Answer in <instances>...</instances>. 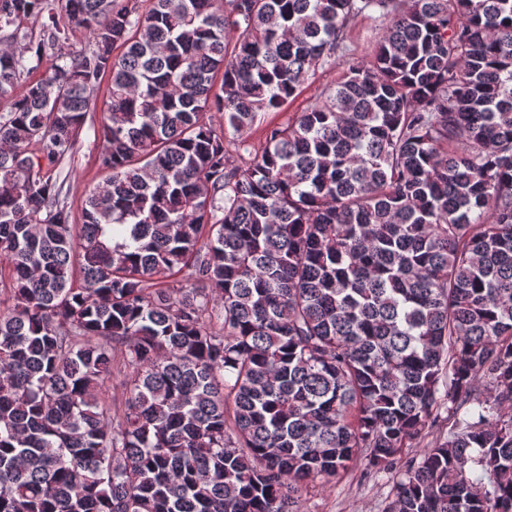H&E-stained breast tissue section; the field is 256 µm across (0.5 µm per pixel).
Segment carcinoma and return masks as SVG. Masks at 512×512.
Instances as JSON below:
<instances>
[{"label":"carcinoma","instance_id":"carcinoma-1","mask_svg":"<svg viewBox=\"0 0 512 512\" xmlns=\"http://www.w3.org/2000/svg\"><path fill=\"white\" fill-rule=\"evenodd\" d=\"M0 98V512H298L356 463L383 512H512V0H0ZM378 15L369 13L356 19L345 32L341 48L336 52V63L319 67L302 90L294 98L289 99L280 112H267L264 118L258 120L239 137L227 126L226 141L232 143L244 138L252 148H261L267 126L287 124L288 119H293L298 112L310 108L325 90L332 88L343 78L349 65L368 64L376 41L387 22ZM108 85L109 79L104 76L94 96L95 106L87 113L85 122L77 133L76 152L71 160L65 161L62 165L60 182L65 178L63 193L68 197L77 224L81 223L85 191L95 186L104 176L98 164L102 143L98 138L95 139L93 130L102 120L103 109L108 101Z\"/></svg>","mask_w":512,"mask_h":512}]
</instances>
